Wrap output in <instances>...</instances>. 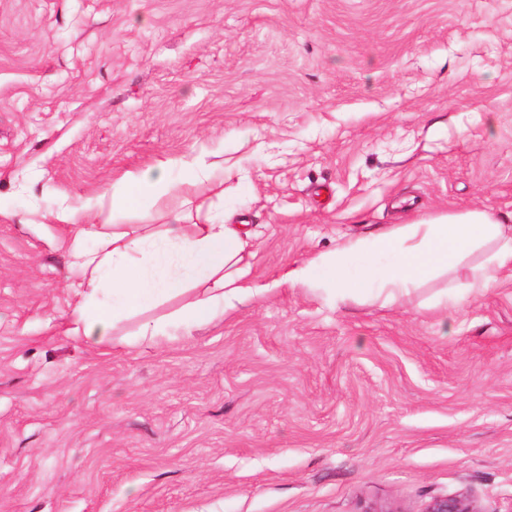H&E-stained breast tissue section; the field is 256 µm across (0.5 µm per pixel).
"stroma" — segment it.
Segmentation results:
<instances>
[{"instance_id": "stroma-1", "label": "stroma", "mask_w": 512, "mask_h": 512, "mask_svg": "<svg viewBox=\"0 0 512 512\" xmlns=\"http://www.w3.org/2000/svg\"><path fill=\"white\" fill-rule=\"evenodd\" d=\"M223 161L259 283L350 238L512 225V0H0V512H512V269L435 306L283 286L192 339L100 353L84 222L160 156ZM423 512H479L465 493L436 497L428 502Z\"/></svg>"}]
</instances>
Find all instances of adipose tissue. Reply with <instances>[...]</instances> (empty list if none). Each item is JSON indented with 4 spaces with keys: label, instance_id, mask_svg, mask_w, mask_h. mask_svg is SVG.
<instances>
[{
    "label": "adipose tissue",
    "instance_id": "obj_1",
    "mask_svg": "<svg viewBox=\"0 0 512 512\" xmlns=\"http://www.w3.org/2000/svg\"><path fill=\"white\" fill-rule=\"evenodd\" d=\"M175 167L182 175L174 183L168 173ZM223 187V164L164 157L113 183L111 217L102 223H80L77 210L66 204L52 211L51 219L67 227L68 286L76 296L67 320L69 335L101 351L175 334L188 337L223 319L233 301L260 298L284 284L329 285L346 297L369 293L394 304L410 286L436 278L479 246L493 244L463 290L438 298L440 304L457 306L482 295L500 270L512 266V226L481 211L421 217L349 239L265 284L249 278L244 258L254 234L247 225L225 223L220 214L192 222L179 205L157 228L118 222L119 216L142 210L146 197L200 196ZM172 299L179 300V307L159 313V306ZM131 319L134 329L122 332V324Z\"/></svg>",
    "mask_w": 512,
    "mask_h": 512
}]
</instances>
